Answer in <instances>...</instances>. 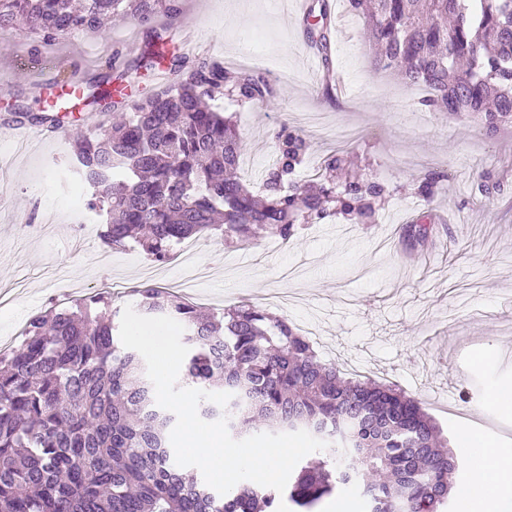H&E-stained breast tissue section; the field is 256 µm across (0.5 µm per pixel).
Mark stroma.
<instances>
[{"label":"stroma","instance_id":"1","mask_svg":"<svg viewBox=\"0 0 512 512\" xmlns=\"http://www.w3.org/2000/svg\"><path fill=\"white\" fill-rule=\"evenodd\" d=\"M178 19L158 18L173 51L185 36L208 40L207 52L236 71L242 45L260 41L277 73L269 106L227 99L247 141L243 179L261 186L273 161L271 132L281 124L302 132L312 151L300 180L317 177V163L343 151L354 169L398 186L374 223L312 224L288 243L262 237L239 246L216 234L196 238L192 261L207 275L183 285L186 261L163 264L156 285L206 309L247 300L300 329L314 326L321 361L391 382L419 398L449 444L468 431L497 446H512V407L488 406L491 389L512 385V127L496 138L475 122L461 123L422 105L425 89L407 87L376 71L361 18L347 0H334L336 24L329 58L342 71L347 95L327 92L310 63L305 17L283 10L280 0H182ZM150 28V29H153ZM150 29L127 19L108 21L103 33H82L45 46L43 60L62 63L61 76L88 80L105 74V61L121 50L128 67L125 92L138 98L162 86L167 72L134 68ZM37 35L25 29L0 33V129L11 125L12 106L38 112L39 84L20 64ZM0 132V347L17 346L30 316L53 302L97 292L120 281L117 308L135 304L132 286L146 282L143 254L134 247L98 260L100 243L78 241L72 226L82 198L69 136L12 151ZM445 173L435 197L415 195L425 173ZM498 186L480 192L482 173ZM430 216L438 232L417 244L398 229ZM37 225L24 236L19 225ZM451 398H443L446 387Z\"/></svg>","mask_w":512,"mask_h":512}]
</instances>
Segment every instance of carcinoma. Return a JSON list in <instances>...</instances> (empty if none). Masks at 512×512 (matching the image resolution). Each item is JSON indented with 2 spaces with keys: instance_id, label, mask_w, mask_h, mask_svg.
<instances>
[{
  "instance_id": "1",
  "label": "carcinoma",
  "mask_w": 512,
  "mask_h": 512,
  "mask_svg": "<svg viewBox=\"0 0 512 512\" xmlns=\"http://www.w3.org/2000/svg\"><path fill=\"white\" fill-rule=\"evenodd\" d=\"M376 48V69L423 87L422 103L495 136L512 127V0H349ZM179 0H0V30L23 23L49 44L75 30L101 31L121 17L151 27ZM174 82L126 105L123 119L74 135L78 174L114 249L137 245L163 263L183 240L219 233L248 242L269 233L283 242L300 226L343 217L366 224L392 196L374 179L333 175L312 185L294 176L310 143L283 125L272 133L264 187L239 176L245 140L233 116L211 106L222 95L262 108L270 81L252 70L231 75L220 61L178 54ZM111 75L88 83L84 101L111 109ZM444 179L431 172L414 193L432 198ZM137 311L170 316L190 348L180 380L223 389L232 437L266 429L306 430L328 443L300 466L288 492L243 483L221 495L175 463L168 434L175 415L156 404L143 359L117 338L112 298L82 297L36 313L19 347L0 351V512H315L339 488L360 484L370 512H446L458 468L448 439L420 402L391 385L345 378L322 363L286 318L250 304L201 310L153 285L134 289Z\"/></svg>"
}]
</instances>
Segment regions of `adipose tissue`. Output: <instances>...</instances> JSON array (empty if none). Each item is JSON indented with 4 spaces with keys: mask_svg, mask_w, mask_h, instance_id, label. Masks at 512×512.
Masks as SVG:
<instances>
[{
    "mask_svg": "<svg viewBox=\"0 0 512 512\" xmlns=\"http://www.w3.org/2000/svg\"><path fill=\"white\" fill-rule=\"evenodd\" d=\"M461 446L479 459L460 497L463 512H500L501 503L512 498V448H500L473 435L464 436Z\"/></svg>",
    "mask_w": 512,
    "mask_h": 512,
    "instance_id": "adipose-tissue-1",
    "label": "adipose tissue"
}]
</instances>
